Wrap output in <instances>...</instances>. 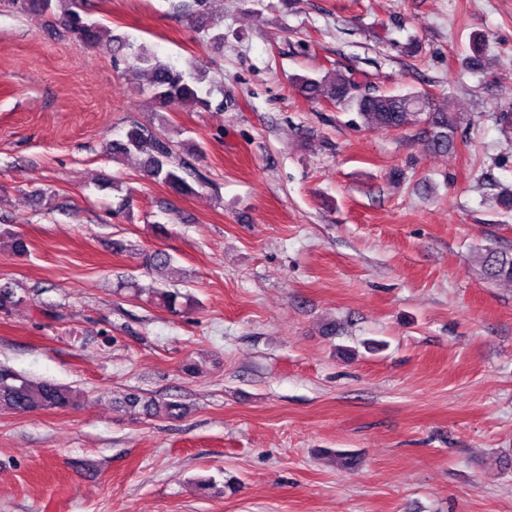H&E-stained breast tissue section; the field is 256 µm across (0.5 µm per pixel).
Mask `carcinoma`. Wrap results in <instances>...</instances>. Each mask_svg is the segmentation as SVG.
<instances>
[{"instance_id": "cac0c4a2", "label": "carcinoma", "mask_w": 512, "mask_h": 512, "mask_svg": "<svg viewBox=\"0 0 512 512\" xmlns=\"http://www.w3.org/2000/svg\"><path fill=\"white\" fill-rule=\"evenodd\" d=\"M74 0H0V6L16 14L50 13L74 36L88 46H107L112 58L124 54L130 47L124 39L110 35V30L100 22L91 20L72 8ZM470 55L464 58L469 67L479 68L483 62L485 36L470 37ZM134 72L149 76L152 98L161 108L172 103L186 106H206L208 101L200 96L198 84L206 74L200 70L186 72L162 62L147 47L142 46L130 55ZM299 90L312 99L324 98L353 111L367 128L381 130L423 127L424 145L434 151L445 152L453 147L454 135L464 121L460 112L454 111L448 101H440L425 90L392 95L378 92L359 80L353 73L336 72L330 80L303 77L297 80ZM178 144L171 137L140 123H133L126 133V140L110 144L112 154H136L140 157L143 174L155 181L181 192L192 190L188 179L196 177L194 170L182 160ZM481 274L485 279L499 283H512V253L485 248L478 253ZM173 259L164 250L145 255L144 266L160 271L172 267ZM151 299L167 310L176 313L192 302L190 294L167 288L151 289ZM20 301L16 289L10 284H0V311L6 312ZM72 389L49 381L36 382L20 374L0 369V411L26 413L34 410L66 408L76 402ZM124 403L132 408L140 405L154 415L177 418L184 413L178 401L148 399L129 393Z\"/></svg>"}]
</instances>
